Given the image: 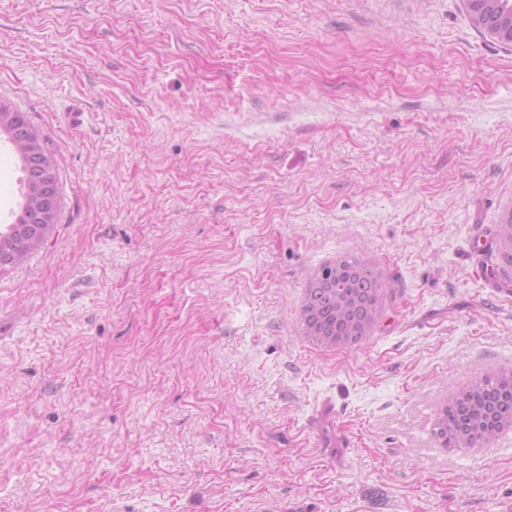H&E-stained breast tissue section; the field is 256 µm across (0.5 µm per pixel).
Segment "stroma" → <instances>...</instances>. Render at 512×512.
Listing matches in <instances>:
<instances>
[{"label":"stroma","mask_w":512,"mask_h":512,"mask_svg":"<svg viewBox=\"0 0 512 512\" xmlns=\"http://www.w3.org/2000/svg\"><path fill=\"white\" fill-rule=\"evenodd\" d=\"M59 221L0 273V512H504L512 46L462 0H0ZM389 282L314 345L310 273ZM388 286L367 262L339 256L309 277L299 321L304 335L325 347L350 346L369 336ZM512 426V374L485 376L448 398L433 434L448 448H472Z\"/></svg>","instance_id":"1"}]
</instances>
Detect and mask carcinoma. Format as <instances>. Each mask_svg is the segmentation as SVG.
<instances>
[{"label": "carcinoma", "instance_id": "carcinoma-1", "mask_svg": "<svg viewBox=\"0 0 512 512\" xmlns=\"http://www.w3.org/2000/svg\"><path fill=\"white\" fill-rule=\"evenodd\" d=\"M491 26L512 23V0H482L478 5ZM33 130L27 116L16 113L6 139L20 146ZM28 237L16 223L0 230V254L13 268L23 263L45 240L40 236L33 250L13 257V244ZM388 286L367 262L339 256L309 277L299 321L304 335L325 347L350 346L369 336L381 315ZM512 426V375L485 376L448 398L437 411L433 434L448 448H472L494 439Z\"/></svg>", "mask_w": 512, "mask_h": 512}]
</instances>
